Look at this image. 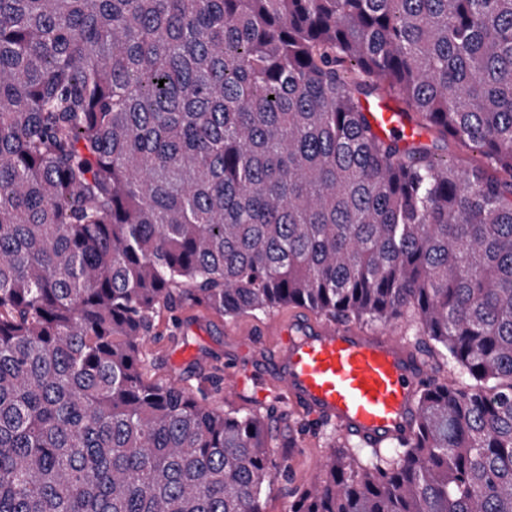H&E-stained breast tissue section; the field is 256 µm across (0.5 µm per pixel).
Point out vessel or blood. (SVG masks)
I'll list each match as a JSON object with an SVG mask.
<instances>
[{
	"mask_svg": "<svg viewBox=\"0 0 512 512\" xmlns=\"http://www.w3.org/2000/svg\"><path fill=\"white\" fill-rule=\"evenodd\" d=\"M383 135L409 138L406 114L374 107ZM276 382L303 413L368 442L407 435L418 415L423 366L391 329L366 332L349 320L292 318L277 327Z\"/></svg>",
	"mask_w": 512,
	"mask_h": 512,
	"instance_id": "b4317fda",
	"label": "vessel or blood"
}]
</instances>
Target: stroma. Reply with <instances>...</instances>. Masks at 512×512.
<instances>
[{
  "mask_svg": "<svg viewBox=\"0 0 512 512\" xmlns=\"http://www.w3.org/2000/svg\"><path fill=\"white\" fill-rule=\"evenodd\" d=\"M306 314V309L293 306L235 316H220L191 305L163 309L155 317V337L146 346L150 379L171 382L185 378L197 389L204 387L205 374L232 371L241 378V385L211 394L213 404L227 412L273 413V446L296 440V448L290 449L286 459L290 475L277 477L267 490L265 512H289V486L302 485L333 444L349 442L361 458L367 453L357 438H344L331 423L298 434V426L307 418L274 383L276 325Z\"/></svg>",
  "mask_w": 512,
  "mask_h": 512,
  "instance_id": "obj_1",
  "label": "stroma"
}]
</instances>
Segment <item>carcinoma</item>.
<instances>
[{"instance_id": "cac0c4a2", "label": "carcinoma", "mask_w": 512, "mask_h": 512, "mask_svg": "<svg viewBox=\"0 0 512 512\" xmlns=\"http://www.w3.org/2000/svg\"><path fill=\"white\" fill-rule=\"evenodd\" d=\"M184 303L409 318L475 381L289 512H512V0H0V512H264L265 418L146 376ZM374 112H370L374 118V125L377 130L385 135H395L407 139L415 130V140L421 141L431 147L437 158L448 160L459 167H465L474 159L479 158V154L470 148L462 147L452 141L444 142L436 139L434 133L428 129H422L411 123L404 112L386 106L385 104H374ZM413 125V126H412Z\"/></svg>"}]
</instances>
